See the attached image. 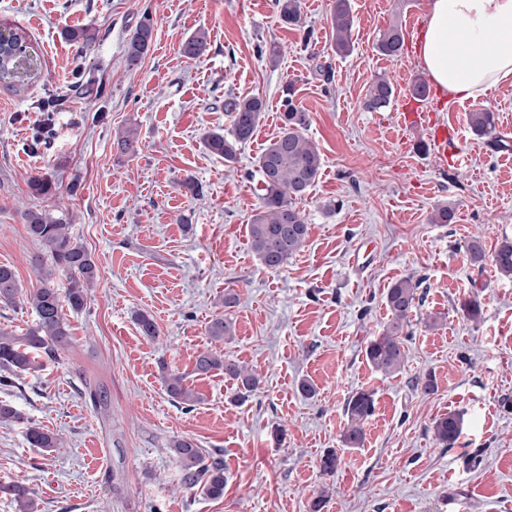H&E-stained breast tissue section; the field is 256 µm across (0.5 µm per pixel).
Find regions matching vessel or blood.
<instances>
[{
  "mask_svg": "<svg viewBox=\"0 0 512 512\" xmlns=\"http://www.w3.org/2000/svg\"><path fill=\"white\" fill-rule=\"evenodd\" d=\"M425 104V99L415 97L411 91H404L399 100L401 126L409 131L425 130L428 151L441 162L452 161L458 165L462 164L463 155L454 151V141L459 136L458 126L452 120L427 111Z\"/></svg>",
  "mask_w": 512,
  "mask_h": 512,
  "instance_id": "1",
  "label": "vessel or blood"
}]
</instances>
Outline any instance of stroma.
Returning <instances> with one entry per match:
<instances>
[{
    "instance_id": "1",
    "label": "stroma",
    "mask_w": 512,
    "mask_h": 512,
    "mask_svg": "<svg viewBox=\"0 0 512 512\" xmlns=\"http://www.w3.org/2000/svg\"><path fill=\"white\" fill-rule=\"evenodd\" d=\"M353 49L336 55L332 0H302V28L283 23L275 0H0V30L24 33L43 76L16 92L0 84V264L36 287L40 245L23 213L66 219L99 271L85 309L67 311L71 346L42 370L0 386V403L59 433L60 447H29L22 422L0 425V488L27 486L38 512H512V279L477 267L464 252L512 240V150L475 135L469 115L433 103L463 126L466 167H441L403 149L399 107L372 111L380 77L424 78L416 52L376 53L373 44L428 0H350ZM153 44L127 69L124 48L143 13ZM92 28L78 54L67 29ZM208 51L182 45L197 31ZM280 52L270 65L261 49ZM329 66L330 80L316 68ZM293 84L307 112L306 137L321 174L298 206L309 224L304 248L282 268L261 265L248 243L259 203L256 158L278 135L282 88ZM263 97L267 111L228 163L205 143L227 132L233 98ZM136 129L140 151L121 155L117 130ZM49 172L55 195L32 196L28 180ZM456 221L435 223L439 206ZM420 279L408 360L393 375L373 368L364 347L382 333L385 296L396 280ZM237 295L225 357L261 383L245 403L223 374L193 372L210 349L208 323ZM481 315L464 317L465 300ZM151 315L160 335L135 321ZM180 374L199 399L176 403L164 379ZM431 375L423 392L417 377ZM315 389L303 396L301 381ZM104 388L108 406L88 390ZM372 392L375 412L362 447L341 441L348 397ZM463 419L453 447L433 423ZM284 428L275 439V428ZM185 435L224 460V496L186 488L168 442ZM336 450V473L320 458Z\"/></svg>"
}]
</instances>
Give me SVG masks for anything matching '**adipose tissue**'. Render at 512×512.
<instances>
[{
    "instance_id": "1",
    "label": "adipose tissue",
    "mask_w": 512,
    "mask_h": 512,
    "mask_svg": "<svg viewBox=\"0 0 512 512\" xmlns=\"http://www.w3.org/2000/svg\"><path fill=\"white\" fill-rule=\"evenodd\" d=\"M512 0H430L418 62L444 91L477 99L512 81Z\"/></svg>"
}]
</instances>
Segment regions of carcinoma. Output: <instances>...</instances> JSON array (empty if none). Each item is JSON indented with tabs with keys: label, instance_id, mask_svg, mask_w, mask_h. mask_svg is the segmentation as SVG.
I'll return each instance as SVG.
<instances>
[{
	"label": "carcinoma",
	"instance_id": "carcinoma-1",
	"mask_svg": "<svg viewBox=\"0 0 512 512\" xmlns=\"http://www.w3.org/2000/svg\"><path fill=\"white\" fill-rule=\"evenodd\" d=\"M281 21L302 26L301 0H277ZM353 16L349 0H335L331 12L333 49L338 55L351 51ZM154 24L149 15H143L125 46L128 68L141 64L153 42ZM66 37L79 44L83 51L89 50L96 40L91 28L70 30ZM404 32L401 26L391 24L379 34L376 51L387 57H397L404 49ZM29 48L26 38L17 33L5 42L0 55L3 62L14 57L21 49ZM188 57L200 58L208 50L206 33L196 32L182 46ZM37 69L25 78L4 71L0 83L20 90L39 80ZM394 96L392 83L378 79L369 89L367 106L373 110L390 105ZM231 116V128L227 133L213 132L206 138L211 152L227 162L236 160L239 146L246 143L256 131L265 112V101L259 96H246L227 104ZM475 134L491 136L495 131L494 114L486 109L469 115ZM283 126L279 135L262 149L257 168L262 179V193L258 208L248 224L250 247L268 269H279L306 244L309 227L304 214L297 207V199L312 187L320 174L323 158L314 143L304 135L308 115L293 103L292 87L286 88L281 113ZM117 148L121 153L134 156L139 151L134 130L127 128L118 133ZM29 188L34 195H52L54 183L48 174L30 177ZM27 233L43 251L32 256L31 263L38 273L39 285L26 293L23 291L13 269L0 265V306H11L18 298L26 297V304L35 314L34 322L25 332L17 335L12 330L0 328V385L10 386L15 379L37 371L41 367L39 358H54L59 351L70 345V330L64 307L74 311L83 309L88 291L96 283V262L90 252L80 245L71 232V225L64 223L47 210L31 209L24 213ZM466 252L472 265L482 266L490 260L504 278H512V240L504 239L491 255H486L480 237H472L466 244ZM421 281L413 277L401 278L388 288L385 303L389 320L383 333L370 339L365 347L366 360L376 369L391 374L401 370L407 360L405 341L410 314L416 308L417 290ZM142 335L154 339L159 336L153 318L140 313L136 317ZM215 342L233 337L231 315L213 319L207 329ZM215 371L224 372V377L235 382L237 398L244 400L260 385L259 377L236 361L206 351L196 357L194 374L207 376ZM169 396L181 403L192 404L198 400L196 392L184 383L181 375L166 379ZM373 395L366 391L353 394L346 403L348 423L343 431L342 442L348 448L360 447L365 439L364 424L373 415ZM462 420L456 413L438 418L433 425L435 440L446 448L455 444L461 433ZM26 439L33 448L51 449L59 445L57 434L36 423L26 425ZM168 447L178 461L182 471V483L188 488L198 487L213 499L224 496V464L218 459H207L202 450L188 436L172 438ZM16 503V512H37V503L29 496L27 487L13 483L5 489Z\"/></svg>",
	"mask_w": 512,
	"mask_h": 512
}]
</instances>
